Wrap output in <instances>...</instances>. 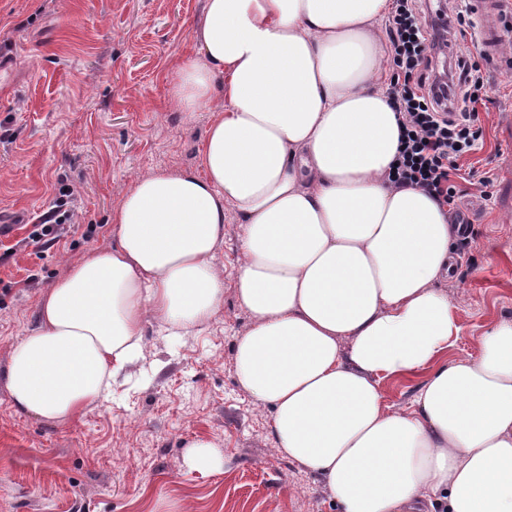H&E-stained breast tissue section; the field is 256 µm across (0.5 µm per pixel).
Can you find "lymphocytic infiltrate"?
Segmentation results:
<instances>
[{
	"instance_id": "lymphocytic-infiltrate-1",
	"label": "lymphocytic infiltrate",
	"mask_w": 512,
	"mask_h": 512,
	"mask_svg": "<svg viewBox=\"0 0 512 512\" xmlns=\"http://www.w3.org/2000/svg\"><path fill=\"white\" fill-rule=\"evenodd\" d=\"M470 23L465 0H448L447 16L437 18L425 0H393L385 27L392 70L386 91L402 127L387 178L420 188L453 212L460 192L451 174L481 137L476 105L489 90L484 65L465 39ZM72 197V188L62 186L55 210L29 235L35 246L49 248L61 240L73 217Z\"/></svg>"
}]
</instances>
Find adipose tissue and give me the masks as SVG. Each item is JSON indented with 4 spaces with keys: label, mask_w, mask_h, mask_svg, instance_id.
Listing matches in <instances>:
<instances>
[{
    "label": "adipose tissue",
    "mask_w": 512,
    "mask_h": 512,
    "mask_svg": "<svg viewBox=\"0 0 512 512\" xmlns=\"http://www.w3.org/2000/svg\"><path fill=\"white\" fill-rule=\"evenodd\" d=\"M392 0H205L169 102L208 113L199 164L135 178L116 242L86 252L38 301L0 374L13 405L64 425L106 399L144 347L224 301V211L242 220L235 342L241 386L271 410L275 451L341 512H512V321L477 354L448 296L460 225L390 186L400 126L380 88L375 28ZM420 378L411 408L387 380Z\"/></svg>",
    "instance_id": "1"
}]
</instances>
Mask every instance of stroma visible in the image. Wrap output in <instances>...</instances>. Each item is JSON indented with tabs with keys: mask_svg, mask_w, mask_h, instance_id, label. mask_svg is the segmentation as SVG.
<instances>
[{
	"mask_svg": "<svg viewBox=\"0 0 512 512\" xmlns=\"http://www.w3.org/2000/svg\"><path fill=\"white\" fill-rule=\"evenodd\" d=\"M204 0H0V370L38 324L41 294L71 263L115 242L110 217L135 177L196 166L209 115L168 106L167 79L190 52ZM479 108L482 137L460 161L489 185L459 182L473 216L451 278L438 281L461 327L449 354L512 320V14ZM75 225L57 245L26 244L61 182ZM97 225L87 236L88 225ZM241 218L224 217L216 265L224 302L171 343L144 328L139 363L109 401L58 426L19 412L0 385V512H337L323 487L274 450L271 411L239 383L234 342L250 326L234 286ZM209 443L216 471L190 468Z\"/></svg>",
	"mask_w": 512,
	"mask_h": 512,
	"instance_id": "35a3bbf8",
	"label": "stroma"
}]
</instances>
